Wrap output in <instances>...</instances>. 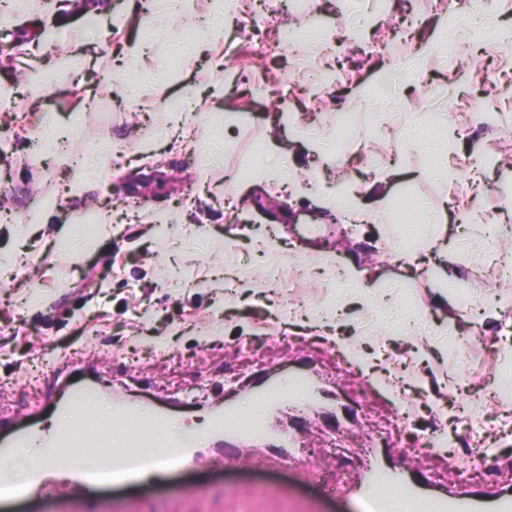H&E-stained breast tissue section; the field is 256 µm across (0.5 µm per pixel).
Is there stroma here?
Segmentation results:
<instances>
[{
  "label": "stroma",
  "instance_id": "35a3bbf8",
  "mask_svg": "<svg viewBox=\"0 0 512 512\" xmlns=\"http://www.w3.org/2000/svg\"><path fill=\"white\" fill-rule=\"evenodd\" d=\"M142 4L99 0L92 29L59 11L70 62L37 41L44 0L12 26L30 80L0 69V179L16 215L0 221V424L41 410L65 359L136 400L205 390L170 416L187 437L256 376L288 388L304 371L314 393L301 413L266 415L302 456L287 468L267 464L271 446L208 452L151 482L57 489L0 512H362L349 487L363 461L326 449L349 433L451 489L488 457L477 487L512 488V288L496 262L512 243V167L497 162L512 155V0L490 44L478 17L434 0H226L220 31L215 0H184L145 42ZM407 14L412 41L370 54ZM310 21L330 49L279 40ZM311 67L339 85L309 84ZM103 82L111 97L84 109ZM192 98L194 133L175 138L182 114L168 104ZM102 144L129 162L115 167ZM72 181L82 194L58 205ZM340 186L366 216L351 231L336 221ZM97 197L131 207L61 254L56 233ZM306 224L326 230L308 238ZM340 263L364 270L362 291L343 290Z\"/></svg>",
  "mask_w": 512,
  "mask_h": 512
}]
</instances>
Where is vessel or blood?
Here are the masks:
<instances>
[{"mask_svg":"<svg viewBox=\"0 0 512 512\" xmlns=\"http://www.w3.org/2000/svg\"><path fill=\"white\" fill-rule=\"evenodd\" d=\"M254 393L267 408H275L288 399L274 382L264 380L254 388ZM111 395L105 385H68L65 392L52 404V418L44 424L21 423L9 431L0 432V460L9 459L14 449L36 448L46 460L43 468L35 472L24 486H16L5 469H0V501L24 497L34 499L45 494L49 485L62 480L77 489L96 487L107 482H144L156 473L171 469L191 468L201 451L210 447L223 450L224 454H238L241 447L277 441L279 447L295 449L294 437L272 438L267 427L254 424L240 426L241 412L233 407L212 412L207 420L206 435L194 443L180 438L170 441L174 452L170 456L155 460L149 450L147 436L136 433L127 447L113 450L97 465L86 466L76 460L57 458L56 450L63 438L73 429L72 416L93 395ZM112 397V421L121 424L129 420L154 419L165 421V411L152 404H132L124 397ZM402 485L406 488V503L416 508L419 500L430 494L431 486L418 478H408L404 471L390 468L382 463L370 464L364 478L355 486L356 496L366 505V512H394L395 506L388 497L379 494V487ZM470 512H512V492L507 490H477L468 499Z\"/></svg>","mask_w":512,"mask_h":512,"instance_id":"vessel-or-blood-1","label":"vessel or blood"}]
</instances>
